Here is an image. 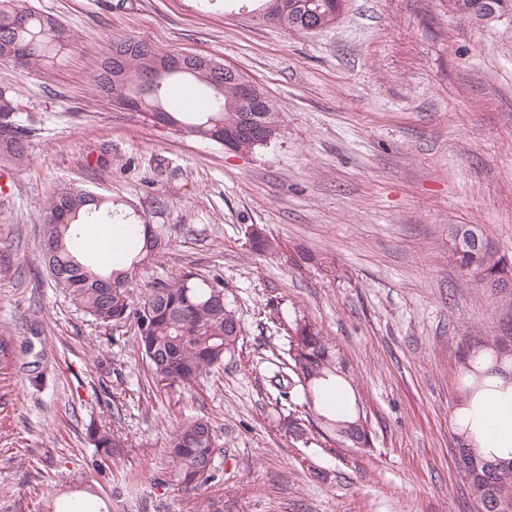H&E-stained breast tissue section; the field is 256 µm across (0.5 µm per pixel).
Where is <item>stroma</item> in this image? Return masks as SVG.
Wrapping results in <instances>:
<instances>
[{
    "instance_id": "1",
    "label": "stroma",
    "mask_w": 512,
    "mask_h": 512,
    "mask_svg": "<svg viewBox=\"0 0 512 512\" xmlns=\"http://www.w3.org/2000/svg\"><path fill=\"white\" fill-rule=\"evenodd\" d=\"M70 39L32 68L0 61L33 134L0 160V512L99 506L131 483L128 512H476L456 452L461 355L512 335V295L461 275L448 228L471 224L512 260V16L470 23L448 0H347L302 33L249 0H30ZM224 62L281 113L271 146L241 154L124 110L95 71L113 39ZM69 184L127 204L169 241L134 296L187 267L221 274L244 333L224 367L160 389L127 337L92 322L49 279L44 205ZM278 249L254 252L253 228ZM313 261H305V254ZM349 363L375 433L368 452L288 437L267 395L296 319ZM211 418L218 477L169 475L168 431ZM123 434L93 482L89 426Z\"/></svg>"
}]
</instances>
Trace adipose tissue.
Segmentation results:
<instances>
[{
    "label": "adipose tissue",
    "mask_w": 512,
    "mask_h": 512,
    "mask_svg": "<svg viewBox=\"0 0 512 512\" xmlns=\"http://www.w3.org/2000/svg\"><path fill=\"white\" fill-rule=\"evenodd\" d=\"M473 440L482 448H512V382L482 406H471Z\"/></svg>",
    "instance_id": "1"
}]
</instances>
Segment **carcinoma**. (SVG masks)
I'll return each instance as SVG.
<instances>
[{
  "label": "carcinoma",
  "instance_id": "obj_1",
  "mask_svg": "<svg viewBox=\"0 0 512 512\" xmlns=\"http://www.w3.org/2000/svg\"><path fill=\"white\" fill-rule=\"evenodd\" d=\"M309 0H277L276 17L266 20L286 28L305 31L303 11ZM501 0H448L449 7L476 24L489 14L501 11ZM66 39L62 25L53 17L37 11L28 0H0V60L28 66L41 64ZM171 54L153 44L122 38L112 42L94 76L99 91L116 103L128 99L141 101V113L153 121L155 110L165 108L167 85L182 78L172 74L162 86L149 93L144 77L153 63ZM204 87L208 107L196 111L164 113V120L175 130L189 136L221 144L224 130L236 126L241 117L236 86L230 79L224 85H212L209 70L199 66L190 75ZM13 129L10 138L0 137V158L20 163L28 151L30 128L25 124L16 98L8 88L0 87V128ZM130 215L93 193L73 185L63 186L49 196L40 228L42 261L55 286L64 289L72 302L92 321L116 328L129 326L134 346L149 366L152 378L163 385H190L224 367V357L235 350L244 326L236 311L226 303L224 277L202 274L187 268L171 280L159 279L139 301L131 295L139 265L168 247V241L151 225H143L141 247L130 256L129 264L116 270L101 271L79 260L75 247L81 233L92 224L126 221ZM462 250L458 267L475 279L497 276L507 271L506 257L484 247L479 230L462 225ZM249 243L257 252H273V241L255 229ZM500 337L483 342V349L469 361L461 362L463 384L457 401L464 405L500 390L497 379L508 378L512 360L498 365L496 352ZM286 359L282 370L271 381L274 401L288 408L283 427L295 441L307 438L308 431L336 441V424L355 423L368 418L359 404L341 415L323 410L321 392L336 383H352L346 361L312 322H296L293 335L287 336ZM90 442L101 459L121 455L126 439L111 430L88 429ZM170 448L171 477L192 489H200L214 478L216 460L221 454L219 437L209 417H187L167 434ZM474 451L487 460L506 463L500 471L467 478L476 507L492 512V505L512 507V456L499 457L485 448Z\"/></svg>",
  "mask_w": 512,
  "mask_h": 512
}]
</instances>
